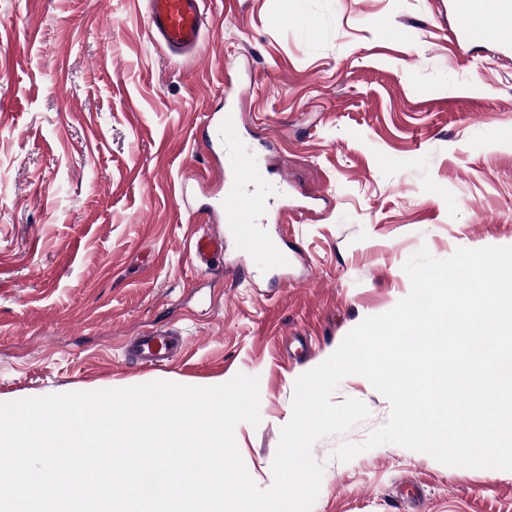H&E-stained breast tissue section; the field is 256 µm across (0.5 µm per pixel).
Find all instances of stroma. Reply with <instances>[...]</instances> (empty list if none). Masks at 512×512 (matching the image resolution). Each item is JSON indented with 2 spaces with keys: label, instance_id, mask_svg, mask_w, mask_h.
<instances>
[{
  "label": "stroma",
  "instance_id": "1",
  "mask_svg": "<svg viewBox=\"0 0 512 512\" xmlns=\"http://www.w3.org/2000/svg\"><path fill=\"white\" fill-rule=\"evenodd\" d=\"M211 32L181 57L151 39L143 0H0V400L156 380L259 379V426L235 439L273 483L295 382L411 288L420 249L512 247V61L493 38L461 44L438 0H206ZM245 150L285 173L288 267L230 236L223 272L189 252L207 228L189 171H223L193 145L224 85ZM181 336L171 362H129V337ZM369 410L319 439L312 512H512V471L443 465L384 444L343 462L390 404L359 375L335 403Z\"/></svg>",
  "mask_w": 512,
  "mask_h": 512
}]
</instances>
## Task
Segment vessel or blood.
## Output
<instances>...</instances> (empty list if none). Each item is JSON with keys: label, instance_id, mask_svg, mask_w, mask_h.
<instances>
[{"label": "vessel or blood", "instance_id": "obj_1", "mask_svg": "<svg viewBox=\"0 0 512 512\" xmlns=\"http://www.w3.org/2000/svg\"><path fill=\"white\" fill-rule=\"evenodd\" d=\"M451 6L460 24L453 36L458 41L486 37L482 23L496 21L500 30L496 35L502 44L512 43V0H452ZM147 18L153 38L171 53L185 55L197 52L208 26L205 0H148ZM209 123L215 140L224 145L225 160L231 172L225 182L224 194L212 207L217 228L198 236L192 249L199 264L213 266L224 254V233L239 226L250 225L243 242L249 247L261 246L263 240L258 225L267 223L280 195L285 194L287 181L279 179L272 186L259 185L255 175L259 158L252 152L238 148L224 132V115L210 114ZM133 363L152 366L169 361L182 348L178 336L165 331L148 332L131 338L127 343Z\"/></svg>", "mask_w": 512, "mask_h": 512}]
</instances>
